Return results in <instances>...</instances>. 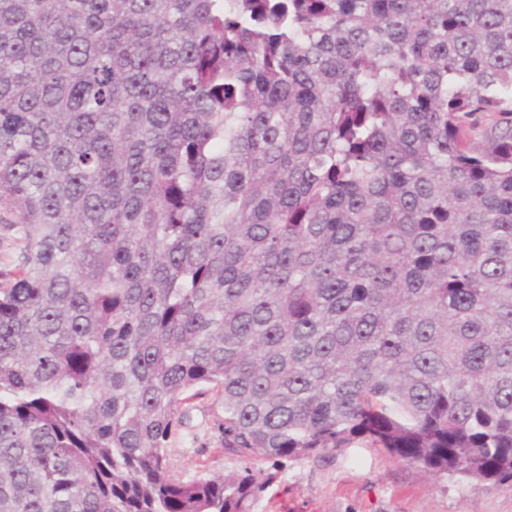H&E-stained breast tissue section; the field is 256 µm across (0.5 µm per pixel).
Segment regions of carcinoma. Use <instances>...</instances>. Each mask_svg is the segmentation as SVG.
<instances>
[{
    "mask_svg": "<svg viewBox=\"0 0 512 512\" xmlns=\"http://www.w3.org/2000/svg\"><path fill=\"white\" fill-rule=\"evenodd\" d=\"M0 512H250L176 477L367 439L512 483V0H0ZM14 207L10 203H0V270L7 272L17 263L19 242L16 234L3 220L13 219Z\"/></svg>",
    "mask_w": 512,
    "mask_h": 512,
    "instance_id": "1",
    "label": "carcinoma"
}]
</instances>
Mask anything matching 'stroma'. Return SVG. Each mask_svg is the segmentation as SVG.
<instances>
[{
  "mask_svg": "<svg viewBox=\"0 0 512 512\" xmlns=\"http://www.w3.org/2000/svg\"><path fill=\"white\" fill-rule=\"evenodd\" d=\"M221 400L192 399L189 418L168 443L173 473L183 479L249 467L270 476L251 512H512V486L460 485L437 479L358 441L310 458L246 461L224 450Z\"/></svg>",
  "mask_w": 512,
  "mask_h": 512,
  "instance_id": "35a3bbf8",
  "label": "stroma"
}]
</instances>
